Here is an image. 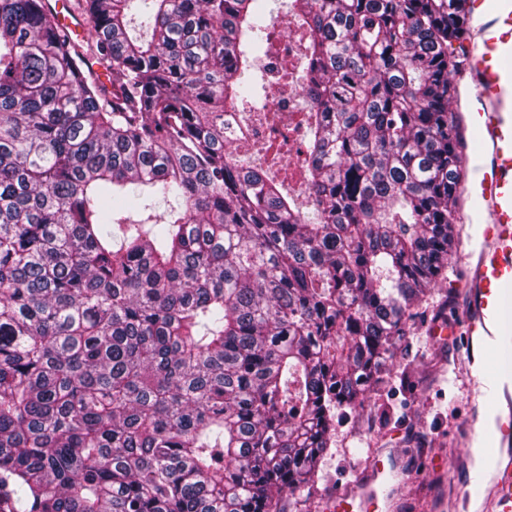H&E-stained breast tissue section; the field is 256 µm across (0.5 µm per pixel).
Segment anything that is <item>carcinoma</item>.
I'll list each match as a JSON object with an SVG mask.
<instances>
[{
    "mask_svg": "<svg viewBox=\"0 0 512 512\" xmlns=\"http://www.w3.org/2000/svg\"><path fill=\"white\" fill-rule=\"evenodd\" d=\"M258 2L0 0V512H296L448 282L464 0H295L307 212L224 124ZM76 0H70V3ZM56 2V3H55ZM51 2L54 6V11L57 13L59 21L61 22L64 29L71 31L79 40H83L84 32H85V23L82 17H80L77 12L74 10L72 5L68 1H59ZM65 5L66 14L61 13V8ZM61 6V8H60Z\"/></svg>",
    "mask_w": 512,
    "mask_h": 512,
    "instance_id": "1",
    "label": "carcinoma"
}]
</instances>
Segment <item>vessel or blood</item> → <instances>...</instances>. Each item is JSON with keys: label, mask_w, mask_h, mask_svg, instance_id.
<instances>
[{"label": "vessel or blood", "mask_w": 512, "mask_h": 512, "mask_svg": "<svg viewBox=\"0 0 512 512\" xmlns=\"http://www.w3.org/2000/svg\"><path fill=\"white\" fill-rule=\"evenodd\" d=\"M465 55L454 74L460 150L472 162L459 186L463 221L477 236L462 255L468 305L462 336L476 390L494 402L470 428L497 449L489 474L473 479L467 499L481 512H512V0H468ZM501 363L484 373L487 358Z\"/></svg>", "instance_id": "obj_1"}]
</instances>
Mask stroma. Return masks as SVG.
<instances>
[{
	"label": "stroma",
	"mask_w": 512,
	"mask_h": 512,
	"mask_svg": "<svg viewBox=\"0 0 512 512\" xmlns=\"http://www.w3.org/2000/svg\"><path fill=\"white\" fill-rule=\"evenodd\" d=\"M462 278L453 266L399 345L385 397L396 408L391 423L381 425L369 401L338 424L302 512H332V497L360 488L378 458L395 468L381 487L379 512H472L466 485L488 469L493 451L473 440L467 422L472 409L489 411L491 402L471 384L462 337L448 332L467 305Z\"/></svg>",
	"instance_id": "obj_1"
}]
</instances>
